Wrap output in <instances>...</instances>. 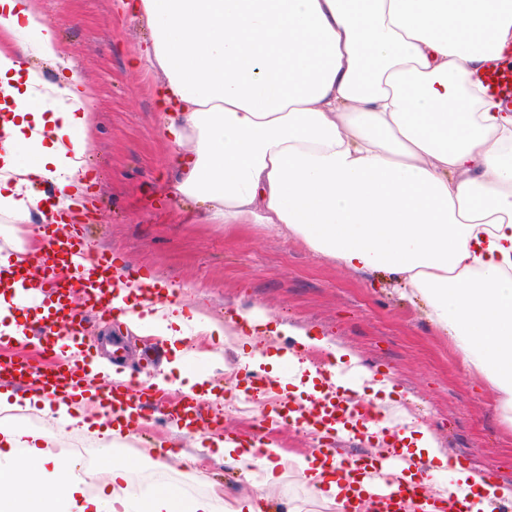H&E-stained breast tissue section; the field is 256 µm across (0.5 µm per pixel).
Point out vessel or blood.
<instances>
[{
    "label": "vessel or blood",
    "instance_id": "obj_1",
    "mask_svg": "<svg viewBox=\"0 0 512 512\" xmlns=\"http://www.w3.org/2000/svg\"><path fill=\"white\" fill-rule=\"evenodd\" d=\"M485 80L503 101L512 102V64L492 67ZM45 230L48 234L47 247L39 260L43 270L41 293L45 301L53 302L54 307L39 326L38 338L48 350L62 352L70 342L84 334L83 309L112 313L115 289L111 276L112 260L101 255L92 266H85V246L80 235L66 225L49 224ZM76 292L82 296V305L78 308L69 301ZM5 347L4 340L0 339V376L15 383L21 384L30 377H37L45 394L50 396L61 388H80L84 380L78 367L63 363L52 371L34 368L7 354ZM102 393L120 409L140 408L159 398L158 390L150 391L132 384L106 385ZM274 412L272 424H294L323 435L340 430L366 435L379 421L378 412L372 404L353 403L349 388L342 385L330 394L309 396L304 404L277 401ZM171 418L186 430L193 431L197 429L201 416L193 399L188 398ZM319 454L326 460L335 459L334 473L347 495L348 506H355L358 500L367 498L379 504L381 512H406L408 501L427 498L424 488L428 479V463L407 458L397 448H388L383 458L369 454L339 458L331 448L320 449ZM387 461L417 471V478L398 483L393 489L381 487L376 479Z\"/></svg>",
    "mask_w": 512,
    "mask_h": 512
}]
</instances>
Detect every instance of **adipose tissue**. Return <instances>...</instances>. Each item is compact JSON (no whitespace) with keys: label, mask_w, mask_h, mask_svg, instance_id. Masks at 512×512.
<instances>
[{"label":"adipose tissue","mask_w":512,"mask_h":512,"mask_svg":"<svg viewBox=\"0 0 512 512\" xmlns=\"http://www.w3.org/2000/svg\"><path fill=\"white\" fill-rule=\"evenodd\" d=\"M148 30L142 57L162 74L161 127L188 146L176 191L201 204L204 220L260 224L305 242L358 274L389 275L426 305V316L512 413V111L484 83L512 47V0H121ZM25 31L50 63L62 48L32 0H0V32ZM39 68L0 49V213L47 215L36 180L53 181L60 205L79 206L91 126L90 91L78 74L34 97ZM129 276L114 301L128 327L186 338L221 325L172 314L140 315L143 286ZM20 291L0 292V334L35 347L36 316ZM97 408L104 435L121 417L95 390L45 404V425L18 424L33 401L0 393V512H130L129 466H100L103 491L53 452L81 406ZM215 455L243 477L255 466L277 484L263 448L216 436ZM313 496L343 512L342 487L320 460L295 457ZM470 512H498L512 486L462 470ZM264 495L187 499L155 489L143 512H267Z\"/></svg>","instance_id":"ef3b65f1"}]
</instances>
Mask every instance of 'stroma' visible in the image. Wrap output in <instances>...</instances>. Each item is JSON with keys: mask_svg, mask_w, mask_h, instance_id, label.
Segmentation results:
<instances>
[{"mask_svg": "<svg viewBox=\"0 0 512 512\" xmlns=\"http://www.w3.org/2000/svg\"><path fill=\"white\" fill-rule=\"evenodd\" d=\"M54 28L73 70L87 81L92 125L85 200L78 233L92 255L107 254L129 272L144 271L173 290L160 305L198 312L223 324L220 336L191 334L171 346L152 331L136 334L116 316L85 314L82 355L107 356V344L122 340L121 370L129 380L164 377L171 388L166 404L144 408V427L129 432L115 457L133 465L134 500L158 484L180 487L185 497L221 486L226 495L255 492L259 478L245 479L213 456L211 438L223 434L275 442L287 454L307 456L318 448L381 454L377 444L339 435L320 437L288 426L261 429L267 407L262 397L233 389L232 377L249 371L270 374L263 356L312 351L292 337L263 332L240 335L238 314L254 312L303 329L309 336L348 349L344 362L356 397L371 396L377 383L393 391L383 404L387 424L407 431L427 427L450 460L461 468L512 484V425L497 410L485 381L463 361L447 337L429 323L419 297L395 288L386 275L349 271L312 251L302 240L253 224L235 233L199 221L198 207L175 190V149L164 139L155 87L162 76L138 65L149 32L133 16L117 17L115 0H34ZM201 366L212 399L200 402L202 432H185L166 415L183 392L169 368L174 349ZM171 458H162V451ZM197 457L187 468L182 455ZM270 488L269 512L310 504L309 485L293 465L280 469Z\"/></svg>", "mask_w": 512, "mask_h": 512, "instance_id": "obj_1", "label": "stroma"}]
</instances>
